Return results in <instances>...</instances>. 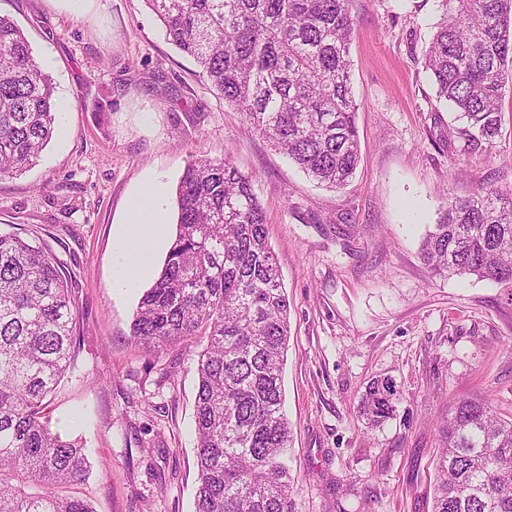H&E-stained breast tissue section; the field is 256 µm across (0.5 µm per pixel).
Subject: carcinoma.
I'll list each match as a JSON object with an SVG mask.
<instances>
[{"label": "carcinoma", "mask_w": 512, "mask_h": 512, "mask_svg": "<svg viewBox=\"0 0 512 512\" xmlns=\"http://www.w3.org/2000/svg\"><path fill=\"white\" fill-rule=\"evenodd\" d=\"M352 0H145L167 40L192 57L307 176L340 188L360 162L351 86ZM425 53L438 96L465 121L467 145L493 147L512 83V0H439ZM50 75L23 29L0 15V178L34 165L57 126ZM176 235L142 294L131 340L153 352L197 338L194 512H297L284 410L289 303L251 179L231 162L193 159L177 186ZM433 279L512 284V192L486 183L445 201L422 242ZM72 277L48 245L0 233V512H94L80 492L81 444L54 431L47 398L75 367ZM398 401L374 381L370 427ZM432 512H512V419L459 397L439 426Z\"/></svg>", "instance_id": "obj_1"}]
</instances>
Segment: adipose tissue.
<instances>
[{
  "mask_svg": "<svg viewBox=\"0 0 512 512\" xmlns=\"http://www.w3.org/2000/svg\"><path fill=\"white\" fill-rule=\"evenodd\" d=\"M168 221L167 184L161 176H151L137 186L127 207L114 288L121 291L135 288L149 274L155 253L166 239Z\"/></svg>",
  "mask_w": 512,
  "mask_h": 512,
  "instance_id": "ef3b65f1",
  "label": "adipose tissue"
}]
</instances>
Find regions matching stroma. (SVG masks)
I'll return each mask as SVG.
<instances>
[{
	"mask_svg": "<svg viewBox=\"0 0 512 512\" xmlns=\"http://www.w3.org/2000/svg\"><path fill=\"white\" fill-rule=\"evenodd\" d=\"M0 14L51 54L67 136L32 169L0 180V232H25L65 262L77 364L47 409L82 440V492L96 512H194L198 343L148 354L130 341L141 289L118 293L119 220L134 188L177 187L194 158L231 155L267 217L290 303L285 409L298 512H431L438 425L461 396L512 416V285L432 280L420 243L445 197L512 186V84L494 147H464L424 54L438 0H352L351 79L361 163L343 189L319 187L211 89L144 0H0ZM399 402L366 429L375 380Z\"/></svg>",
	"mask_w": 512,
	"mask_h": 512,
	"instance_id": "1",
	"label": "stroma"
}]
</instances>
